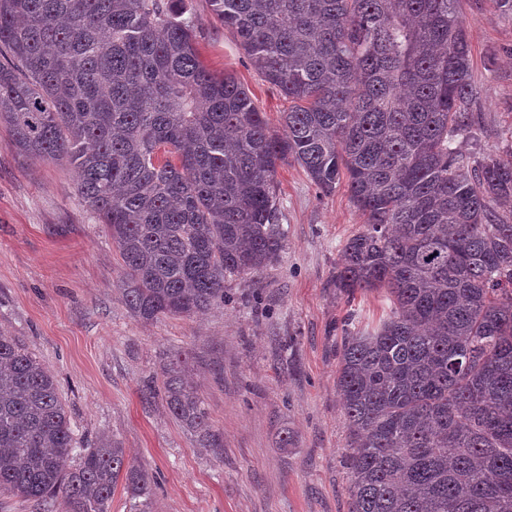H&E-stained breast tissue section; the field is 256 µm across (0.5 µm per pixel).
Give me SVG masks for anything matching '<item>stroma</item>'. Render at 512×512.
<instances>
[{
    "instance_id": "obj_1",
    "label": "stroma",
    "mask_w": 512,
    "mask_h": 512,
    "mask_svg": "<svg viewBox=\"0 0 512 512\" xmlns=\"http://www.w3.org/2000/svg\"><path fill=\"white\" fill-rule=\"evenodd\" d=\"M202 61L233 75L282 134L288 102L251 66L209 0H184ZM472 50L476 137L468 155L512 156V9L458 0ZM288 245L259 279L190 318L145 323L123 303L122 261L83 204L73 169L18 153L0 124V334L55 375L80 447L112 436L154 477L150 512H350V428L336 386L343 327L375 323L383 293L340 296L333 275L364 224L346 186L319 193L289 162L277 170ZM190 355L221 447H201L162 399L141 392L166 353ZM290 444H283V437Z\"/></svg>"
}]
</instances>
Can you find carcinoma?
Instances as JSON below:
<instances>
[{"label":"carcinoma","mask_w":512,"mask_h":512,"mask_svg":"<svg viewBox=\"0 0 512 512\" xmlns=\"http://www.w3.org/2000/svg\"><path fill=\"white\" fill-rule=\"evenodd\" d=\"M209 2L288 99L282 135L201 61L183 0H0V121L76 170L143 322L222 305L279 259V166L346 183L365 224L333 284L391 301L342 342L350 512H512V156L453 147L475 121L457 0ZM189 368L167 354L142 398L219 448ZM75 445L55 376L0 334V494L109 512L122 479L150 512L154 480L114 439L66 470Z\"/></svg>","instance_id":"1"}]
</instances>
